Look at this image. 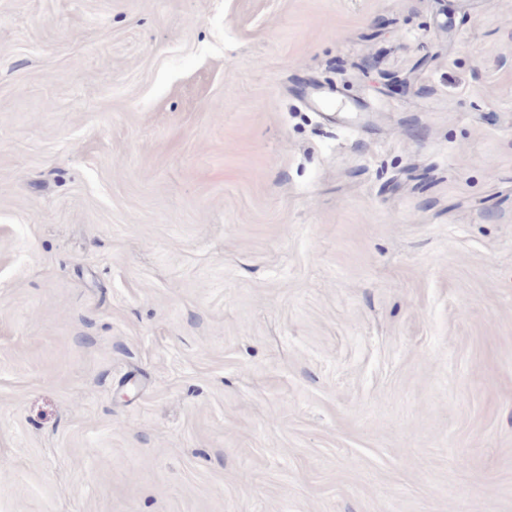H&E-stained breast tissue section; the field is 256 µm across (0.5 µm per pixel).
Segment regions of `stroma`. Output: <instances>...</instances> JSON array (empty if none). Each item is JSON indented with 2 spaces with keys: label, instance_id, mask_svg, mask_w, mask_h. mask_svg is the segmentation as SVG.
Wrapping results in <instances>:
<instances>
[{
  "label": "stroma",
  "instance_id": "35a3bbf8",
  "mask_svg": "<svg viewBox=\"0 0 512 512\" xmlns=\"http://www.w3.org/2000/svg\"><path fill=\"white\" fill-rule=\"evenodd\" d=\"M1 461L0 512H512V0H0Z\"/></svg>",
  "mask_w": 512,
  "mask_h": 512
}]
</instances>
